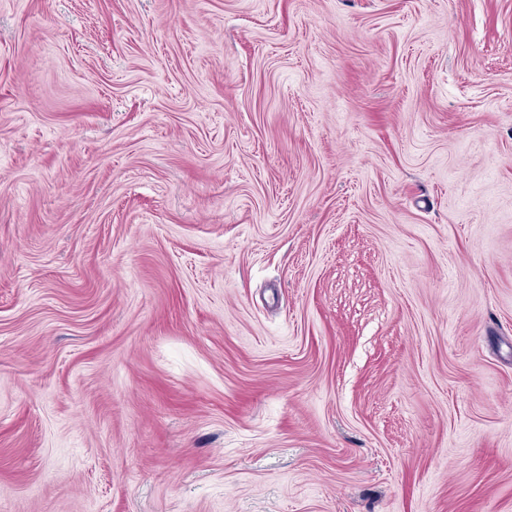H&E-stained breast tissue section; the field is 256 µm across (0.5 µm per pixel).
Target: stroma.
Here are the masks:
<instances>
[{"mask_svg": "<svg viewBox=\"0 0 512 512\" xmlns=\"http://www.w3.org/2000/svg\"><path fill=\"white\" fill-rule=\"evenodd\" d=\"M0 512H512V0H0Z\"/></svg>", "mask_w": 512, "mask_h": 512, "instance_id": "1", "label": "stroma"}]
</instances>
